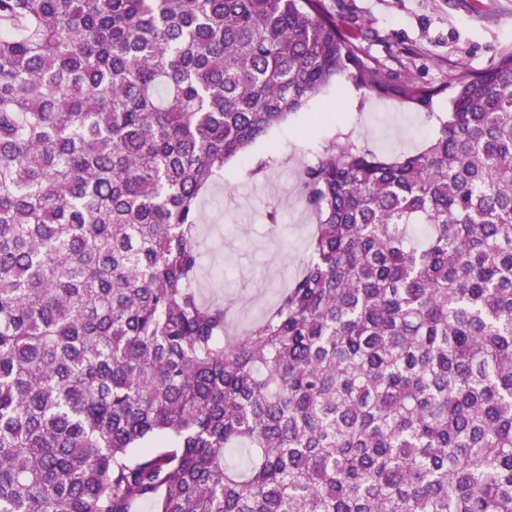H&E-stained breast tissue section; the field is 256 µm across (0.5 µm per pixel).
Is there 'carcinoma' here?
I'll use <instances>...</instances> for the list:
<instances>
[{
	"label": "carcinoma",
	"instance_id": "cac0c4a2",
	"mask_svg": "<svg viewBox=\"0 0 512 512\" xmlns=\"http://www.w3.org/2000/svg\"><path fill=\"white\" fill-rule=\"evenodd\" d=\"M341 75L387 91L322 0H0V512H512V55L323 150L243 334L196 287L204 190Z\"/></svg>",
	"mask_w": 512,
	"mask_h": 512
}]
</instances>
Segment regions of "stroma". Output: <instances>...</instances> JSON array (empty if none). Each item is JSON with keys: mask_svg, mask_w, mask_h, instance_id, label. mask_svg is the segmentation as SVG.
<instances>
[{"mask_svg": "<svg viewBox=\"0 0 512 512\" xmlns=\"http://www.w3.org/2000/svg\"><path fill=\"white\" fill-rule=\"evenodd\" d=\"M364 63L391 89L374 95L337 77L308 104L224 165L200 201L204 301L232 303L241 332L276 302L307 257L316 217L302 174L338 135L390 159L423 150L448 117L455 81L512 54V0H323ZM433 88L429 103L414 97ZM272 158L263 175L244 170ZM276 219H269V212Z\"/></svg>", "mask_w": 512, "mask_h": 512, "instance_id": "35a3bbf8", "label": "stroma"}]
</instances>
